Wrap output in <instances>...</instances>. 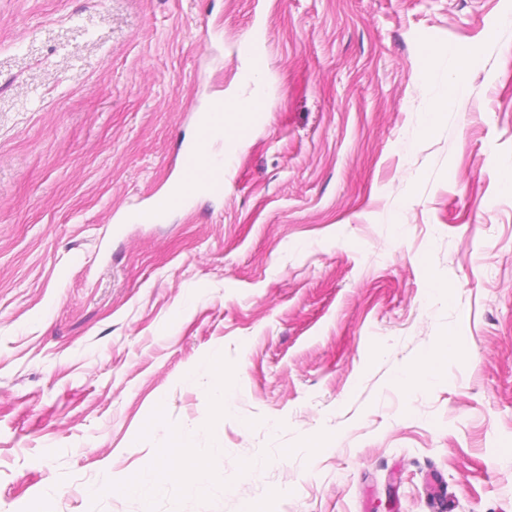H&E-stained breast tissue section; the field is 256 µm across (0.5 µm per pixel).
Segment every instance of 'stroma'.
Returning <instances> with one entry per match:
<instances>
[{
  "label": "stroma",
  "mask_w": 512,
  "mask_h": 512,
  "mask_svg": "<svg viewBox=\"0 0 512 512\" xmlns=\"http://www.w3.org/2000/svg\"><path fill=\"white\" fill-rule=\"evenodd\" d=\"M255 90L223 194L131 222ZM508 169L512 0H0V512H141L179 433L212 487L153 512H512ZM455 57L457 64L453 75L449 77L451 92L439 101L434 107V112L426 113V120L424 123V131L429 133L434 128V125L441 119L444 111L448 109V105L452 102L453 98L464 91L465 89V74L467 70L474 65L475 61L464 49H455L449 51ZM217 102V108L224 114V122L216 126L215 139L222 138L223 140L229 136V132L240 121V117L244 113H253L262 111V97L259 95L253 96L246 100L243 99H229L222 97ZM214 139V140H215Z\"/></svg>",
  "instance_id": "35a3bbf8"
}]
</instances>
